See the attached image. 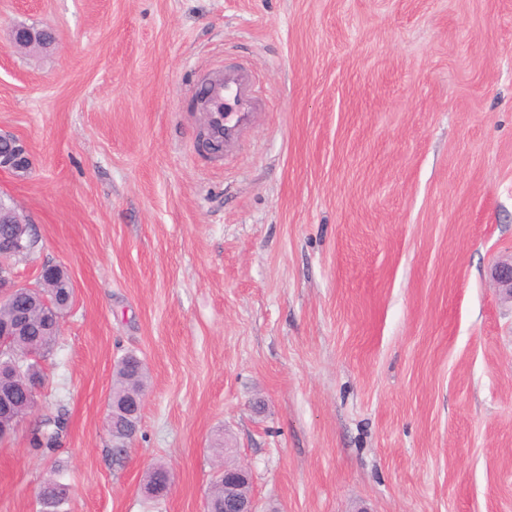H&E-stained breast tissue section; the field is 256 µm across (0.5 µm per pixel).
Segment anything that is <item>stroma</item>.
I'll use <instances>...</instances> for the list:
<instances>
[{
  "mask_svg": "<svg viewBox=\"0 0 512 512\" xmlns=\"http://www.w3.org/2000/svg\"><path fill=\"white\" fill-rule=\"evenodd\" d=\"M233 62L267 103L221 160L196 80ZM1 129L33 158L0 173L38 239L19 279L59 265L76 298L0 512H41L58 463L64 512H203L221 444L261 512H512V0H0ZM147 373L144 362L134 354H126L116 365L112 393L115 400L123 402L146 385ZM65 419L58 414L53 420L39 421L32 433V444L35 448H43L47 452H54L59 447L61 433L65 428ZM53 426L52 429H48Z\"/></svg>",
  "mask_w": 512,
  "mask_h": 512,
  "instance_id": "1",
  "label": "stroma"
}]
</instances>
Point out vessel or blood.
<instances>
[{
	"label": "vessel or blood",
	"mask_w": 512,
	"mask_h": 512,
	"mask_svg": "<svg viewBox=\"0 0 512 512\" xmlns=\"http://www.w3.org/2000/svg\"><path fill=\"white\" fill-rule=\"evenodd\" d=\"M204 91L209 137L224 144L231 142L257 110L250 72L237 67L215 74L205 83Z\"/></svg>",
	"instance_id": "obj_1"
}]
</instances>
